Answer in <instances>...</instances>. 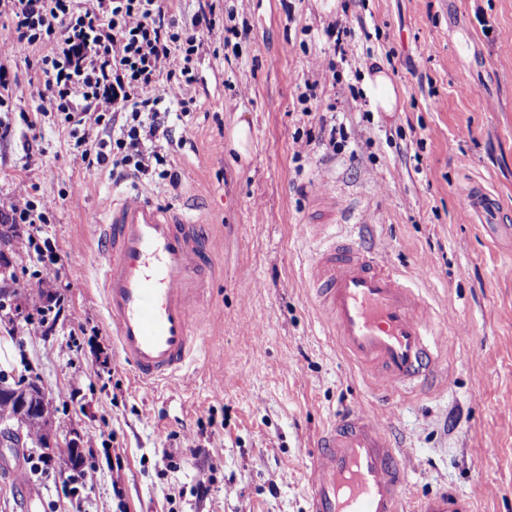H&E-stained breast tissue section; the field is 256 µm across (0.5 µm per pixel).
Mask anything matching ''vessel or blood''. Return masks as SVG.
I'll use <instances>...</instances> for the list:
<instances>
[{"label": "vessel or blood", "mask_w": 512, "mask_h": 512, "mask_svg": "<svg viewBox=\"0 0 512 512\" xmlns=\"http://www.w3.org/2000/svg\"><path fill=\"white\" fill-rule=\"evenodd\" d=\"M314 202L335 216L333 181L320 182ZM463 206L484 220L498 216L495 198L479 185L464 195ZM96 227L106 257L98 286L121 355L142 384L173 380L200 348L195 324L215 272L206 225L193 222L187 207L133 192L114 199ZM309 271L325 323L382 392L438 373L435 317L407 276L386 266L381 251L351 236L332 240L313 256ZM400 456L369 413L335 417L320 434L307 477L309 512H400L409 494ZM410 512H471V503L448 490L412 500Z\"/></svg>", "instance_id": "obj_1"}]
</instances>
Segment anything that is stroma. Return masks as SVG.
<instances>
[{
	"instance_id": "obj_1",
	"label": "stroma",
	"mask_w": 512,
	"mask_h": 512,
	"mask_svg": "<svg viewBox=\"0 0 512 512\" xmlns=\"http://www.w3.org/2000/svg\"><path fill=\"white\" fill-rule=\"evenodd\" d=\"M290 4L244 0L251 35L237 47L223 46L221 30L205 34L186 90L196 100L187 144L170 154L181 174L173 193L156 178L119 180L83 163L54 113L31 133L24 115L40 102L43 87L29 79L40 51L0 60L19 77L12 110L0 114L14 129L0 141V204L27 197L45 213L30 234L56 253L48 270L63 297L50 329L22 341L23 319L0 309V338L12 349L0 370L41 386L59 440L90 439L76 479L64 459L33 471L39 449L0 446V512H309L304 474L316 435L353 407L396 431L414 494L451 488L475 512H512V0ZM337 21L353 27L354 55L320 83L316 105L333 109L346 142L299 158L295 139L316 120L298 96L333 58L323 30ZM370 57L399 87L401 111H371ZM242 121L253 140L246 160L227 140ZM327 168L339 207L371 213L370 237L432 305L441 385L378 399L323 323L305 286L321 240L306 227L348 230L312 206ZM477 181L502 205L497 223L480 224L460 204ZM134 191L171 205L198 197L192 216L208 226L219 266L204 302L219 318L200 324L189 380L152 388L118 353L95 286L104 256L93 222ZM6 256L34 311L35 252ZM195 431L197 455L182 454L178 435Z\"/></svg>"
}]
</instances>
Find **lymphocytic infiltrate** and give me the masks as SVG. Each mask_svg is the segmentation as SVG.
<instances>
[{
	"mask_svg": "<svg viewBox=\"0 0 512 512\" xmlns=\"http://www.w3.org/2000/svg\"><path fill=\"white\" fill-rule=\"evenodd\" d=\"M166 0H0V47L23 54L38 48L34 71L45 92L29 119L59 114L77 134L82 159L111 166L116 178L157 175L166 191L180 187L170 162L171 115L160 108L179 100L195 81L204 49L201 29H213L209 13L179 23ZM101 138H91V131Z\"/></svg>",
	"mask_w": 512,
	"mask_h": 512,
	"instance_id": "1",
	"label": "lymphocytic infiltrate"
}]
</instances>
